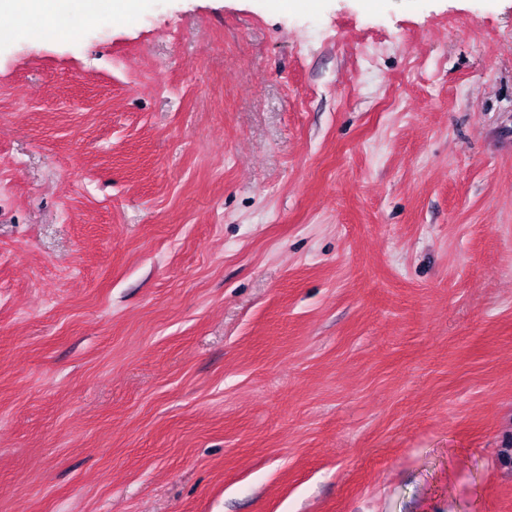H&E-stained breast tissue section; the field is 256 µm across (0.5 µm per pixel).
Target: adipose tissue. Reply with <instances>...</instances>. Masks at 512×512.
<instances>
[{"label":"adipose tissue","mask_w":512,"mask_h":512,"mask_svg":"<svg viewBox=\"0 0 512 512\" xmlns=\"http://www.w3.org/2000/svg\"><path fill=\"white\" fill-rule=\"evenodd\" d=\"M138 0H0V14L18 20L17 36L68 37L74 17L92 23L102 16L135 14Z\"/></svg>","instance_id":"adipose-tissue-1"}]
</instances>
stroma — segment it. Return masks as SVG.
I'll use <instances>...</instances> for the list:
<instances>
[{"mask_svg":"<svg viewBox=\"0 0 512 512\" xmlns=\"http://www.w3.org/2000/svg\"><path fill=\"white\" fill-rule=\"evenodd\" d=\"M0 17V512H512V0Z\"/></svg>","mask_w":512,"mask_h":512,"instance_id":"stroma-1","label":"stroma"}]
</instances>
